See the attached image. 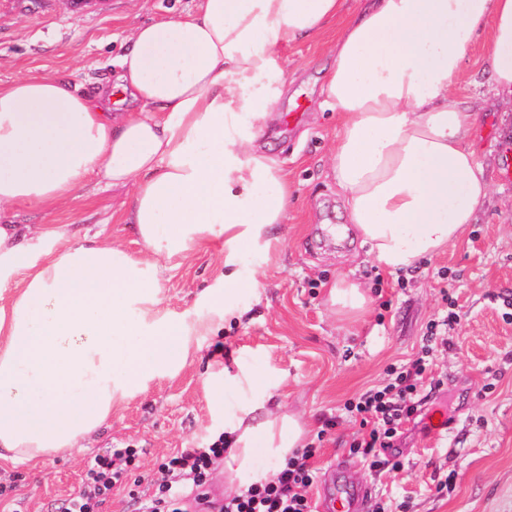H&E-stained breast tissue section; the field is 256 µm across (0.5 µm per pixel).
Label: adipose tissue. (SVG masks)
I'll return each instance as SVG.
<instances>
[{
  "label": "adipose tissue",
  "mask_w": 512,
  "mask_h": 512,
  "mask_svg": "<svg viewBox=\"0 0 512 512\" xmlns=\"http://www.w3.org/2000/svg\"><path fill=\"white\" fill-rule=\"evenodd\" d=\"M199 0L135 26L118 81L97 95L47 74L0 86V468L78 450L115 405L176 376L195 336L241 316L292 191L255 140L286 78L277 49L343 25L321 93L339 125L329 167L347 221L385 270H409L455 244L490 186L470 142L477 115L456 78L481 44L489 79L512 96V0ZM131 193L121 221L151 257L57 224L12 223L15 206L66 204L90 179ZM224 244L209 315L161 306L158 257ZM335 313L361 315V285L329 287ZM234 383L256 400L227 422L224 468L239 487L272 478L304 447L300 415L271 409L266 379ZM262 445L268 467L256 465Z\"/></svg>",
  "instance_id": "ef3b65f1"
}]
</instances>
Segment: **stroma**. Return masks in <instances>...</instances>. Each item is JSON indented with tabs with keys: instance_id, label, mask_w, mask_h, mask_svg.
I'll return each mask as SVG.
<instances>
[{
	"instance_id": "35a3bbf8",
	"label": "stroma",
	"mask_w": 512,
	"mask_h": 512,
	"mask_svg": "<svg viewBox=\"0 0 512 512\" xmlns=\"http://www.w3.org/2000/svg\"><path fill=\"white\" fill-rule=\"evenodd\" d=\"M198 0H0V84L29 73L84 83L112 78V64L126 49L131 27L195 10ZM338 25L316 39L276 55L287 84L257 144L275 155L293 188L288 221L279 225L278 247L247 254L242 276L259 282L241 295L242 316L217 332L195 337L190 355L172 378L115 407L111 418L81 451L46 457L24 470L0 469V512H62L82 484L88 461L112 449L132 447L140 456L123 486L99 512H134L136 497L158 492L155 474L175 452L202 446L224 430V413L249 404L250 390L226 386L213 398L207 372L242 371L276 379L284 410L303 416L308 444L316 450L312 496L336 481L332 463L347 455L357 423L343 421L323 431L326 417L343 403L378 385L390 367L413 359L430 321L454 308L459 325L439 337L433 371L444 380L424 407V421L409 424L398 443L402 471H368L352 458L354 477L374 498L402 512H512V103L495 95L480 47H473L456 86L458 98L478 114L471 140L491 184L490 193L462 239L404 278L379 268L366 246L345 224L342 200L328 157L338 123L321 107V86L334 58L330 47ZM302 106L298 123L285 127L282 113ZM130 192L88 183L55 210L20 207L17 224H63L75 237L104 232L135 256L147 250L135 225L120 221ZM222 246L191 247L182 256L159 258L163 308L198 316L203 288L223 274ZM341 276L361 280L368 291L391 299L388 310L372 305L360 320L335 317L325 302L330 283ZM443 413L450 429L433 435L428 416ZM453 475V487L436 485Z\"/></svg>"
}]
</instances>
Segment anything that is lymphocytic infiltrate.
Masks as SVG:
<instances>
[{
  "label": "lymphocytic infiltrate",
  "instance_id": "lymphocytic-infiltrate-1",
  "mask_svg": "<svg viewBox=\"0 0 512 512\" xmlns=\"http://www.w3.org/2000/svg\"><path fill=\"white\" fill-rule=\"evenodd\" d=\"M433 354V346L424 344L410 364L390 368L388 382L345 401L343 415L358 419L361 426L349 452L362 457L370 470L401 469L395 448L406 425L422 413L420 392L442 385L426 375ZM224 451L225 442L219 437L206 447L187 448L172 456L160 467L158 495L140 501L138 512H184L185 487L196 492L203 489L206 471L223 458ZM136 454V449L123 448L113 451L111 458L94 459L87 484L68 499L64 512H96L108 492L121 483ZM315 455L312 448L296 453L272 480L235 492L220 503L217 512H313L309 491L316 479Z\"/></svg>",
  "mask_w": 512,
  "mask_h": 512
}]
</instances>
